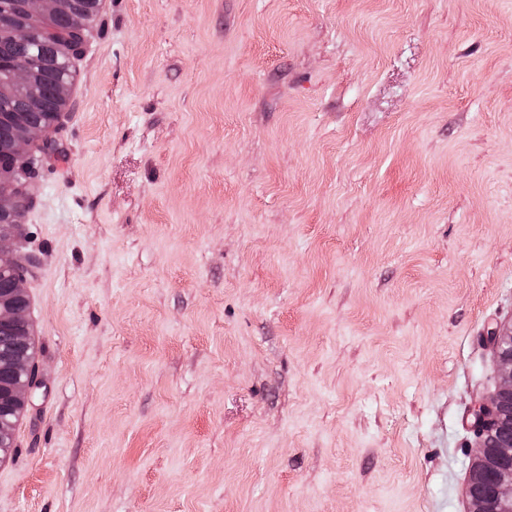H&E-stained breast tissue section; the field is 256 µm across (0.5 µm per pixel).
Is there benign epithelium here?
I'll return each mask as SVG.
<instances>
[{
	"label": "benign epithelium",
	"mask_w": 512,
	"mask_h": 512,
	"mask_svg": "<svg viewBox=\"0 0 512 512\" xmlns=\"http://www.w3.org/2000/svg\"><path fill=\"white\" fill-rule=\"evenodd\" d=\"M71 8L69 0H25V9L32 19L47 21ZM0 36L23 45L30 38L26 29L16 28L8 21L0 19ZM71 43L68 60L78 59L85 47L86 28L78 23L67 35ZM0 95L23 97L33 108L42 103L41 90L34 80L26 56H15L0 73ZM64 116L54 126L25 127L18 131L11 145L0 154V209H29L36 203L32 187L40 178V169L51 160L58 146L54 134L62 126ZM22 227L12 232H0V274L10 277L12 293L0 299V323L29 324V305L19 306L15 299L28 300L27 283L38 268L39 258L20 249ZM490 351L498 369L499 382L496 390L488 397L479 400L471 410L472 431L475 453L472 456L468 482L464 490L465 512H486V503L480 497L472 496L474 486L487 485L495 501L497 512H512V471H493L492 456L512 452V442L490 447L500 423V402L504 397H512V355L501 353V345L512 343V320L491 328L482 339ZM15 381L10 387L12 401L21 409H26L31 396L43 387L40 367L36 358L17 361L12 366ZM16 423L0 421V449L5 451L15 447Z\"/></svg>",
	"instance_id": "7a95c632"
}]
</instances>
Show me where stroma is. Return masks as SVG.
Segmentation results:
<instances>
[{
	"mask_svg": "<svg viewBox=\"0 0 512 512\" xmlns=\"http://www.w3.org/2000/svg\"><path fill=\"white\" fill-rule=\"evenodd\" d=\"M26 213L0 512H464L512 318V0H100ZM21 234L22 225L14 232H0V274H8L12 287L11 295L0 299V323H9L0 324V363L5 359L21 360L12 366L15 381L10 387L9 394L23 413L31 401V396L43 387V380L36 356L33 357L36 354L34 340H23L19 336H27L26 331L10 325H27L28 335H33L27 318V283L40 261L37 256L20 249L18 244L22 239ZM15 298H22L25 305H17Z\"/></svg>",
	"mask_w": 512,
	"mask_h": 512,
	"instance_id": "stroma-1",
	"label": "stroma"
}]
</instances>
